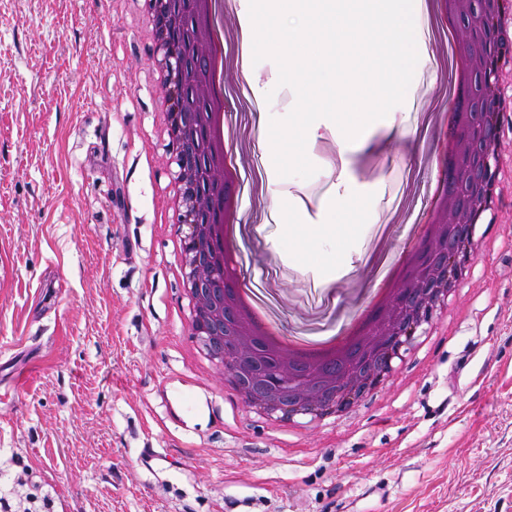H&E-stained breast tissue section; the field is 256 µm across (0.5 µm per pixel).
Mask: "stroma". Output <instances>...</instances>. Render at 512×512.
<instances>
[{"label":"stroma","mask_w":512,"mask_h":512,"mask_svg":"<svg viewBox=\"0 0 512 512\" xmlns=\"http://www.w3.org/2000/svg\"><path fill=\"white\" fill-rule=\"evenodd\" d=\"M221 3L245 284L285 333H315L391 276L385 240L403 245L447 185L438 144L456 132L440 118L469 93L441 21L421 17L413 89L353 166L350 269L308 268L281 253L270 194L303 197L293 223H318L336 148L320 143L310 179H267L258 115L290 106L272 60L244 65L238 7ZM144 26L137 0H0V512H512V118L491 247L447 312L358 407L278 428L186 334L165 205L178 167Z\"/></svg>","instance_id":"stroma-1"}]
</instances>
